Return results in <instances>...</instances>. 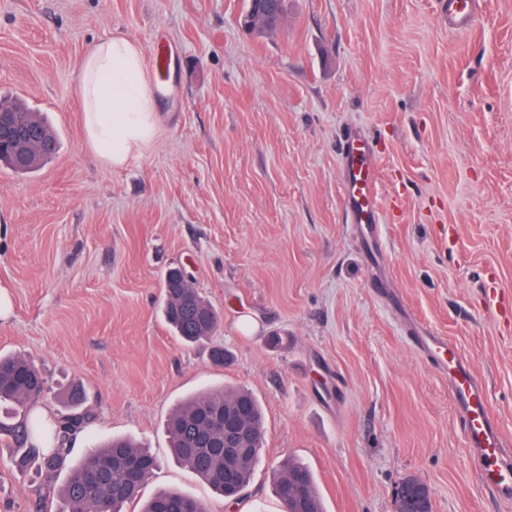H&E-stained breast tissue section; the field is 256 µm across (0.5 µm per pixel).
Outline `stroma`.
<instances>
[{"label": "stroma", "instance_id": "35a3bbf8", "mask_svg": "<svg viewBox=\"0 0 512 512\" xmlns=\"http://www.w3.org/2000/svg\"><path fill=\"white\" fill-rule=\"evenodd\" d=\"M245 7L0 0V98L24 97L58 139L35 171L0 164L13 297L0 355L42 371L52 413L84 387L93 418L72 462L133 438L157 460L147 492L207 512H282L273 482L289 457L327 512H396L409 476L430 487L432 512H512L481 479L447 377L410 339L420 328L459 349L512 464V319L487 299L512 302V0H480L463 27L448 0H288L265 37L241 27ZM119 35L147 55L163 47L172 68L155 141L114 169L87 143L78 77ZM351 132L378 162L374 253L346 210ZM178 265L221 315L190 347L162 315ZM221 387L248 389L265 420L235 503L182 467L166 434L182 401ZM41 500L62 506L36 466L0 453V512Z\"/></svg>", "mask_w": 512, "mask_h": 512}]
</instances>
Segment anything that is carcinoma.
Instances as JSON below:
<instances>
[{
    "instance_id": "obj_1",
    "label": "carcinoma",
    "mask_w": 512,
    "mask_h": 512,
    "mask_svg": "<svg viewBox=\"0 0 512 512\" xmlns=\"http://www.w3.org/2000/svg\"><path fill=\"white\" fill-rule=\"evenodd\" d=\"M3 116L34 128L41 137L57 147V138L46 121L17 100L0 99ZM164 314L176 335L188 344L207 340L220 323L217 309L174 272L165 274L163 284ZM47 390L41 372L25 357L0 356V401L21 409L33 408ZM85 393L76 388L67 396L68 413L55 423L53 445L46 449L32 442L33 428L21 421L7 429L14 447L21 451L16 463L25 466L31 461L39 463L47 482L58 473L70 470L67 481L60 489L64 504L61 512H123L124 506L137 500L145 482L133 483L128 478L131 464L138 463L151 475L156 468L155 458L132 440L114 437L102 446L92 448L81 463L70 467V436L92 417L85 407ZM240 415L252 438L251 452L243 460H228L224 456V429L214 424L216 415ZM170 448L176 459L190 471L206 481L228 501H237L250 484L258 457L263 449L264 426L261 407L257 399L241 389H210L193 396L178 406L167 423ZM230 470L234 482H225L224 473ZM300 476V492L289 487L288 479ZM275 494L282 506L292 512H325L322 498L315 486L310 470L299 463L282 464ZM193 504L198 512L205 507L193 498L176 491H161L150 498L141 512H181L185 503Z\"/></svg>"
}]
</instances>
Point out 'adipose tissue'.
Here are the masks:
<instances>
[{"mask_svg": "<svg viewBox=\"0 0 512 512\" xmlns=\"http://www.w3.org/2000/svg\"><path fill=\"white\" fill-rule=\"evenodd\" d=\"M79 92L87 142L105 165L125 167L156 139L157 100L135 41L112 36L98 42L81 64Z\"/></svg>", "mask_w": 512, "mask_h": 512, "instance_id": "1", "label": "adipose tissue"}]
</instances>
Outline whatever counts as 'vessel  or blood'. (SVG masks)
Listing matches in <instances>:
<instances>
[{"mask_svg": "<svg viewBox=\"0 0 512 512\" xmlns=\"http://www.w3.org/2000/svg\"><path fill=\"white\" fill-rule=\"evenodd\" d=\"M345 153L350 220L363 243L371 245L379 239L377 160L365 140L355 136L347 137ZM413 341L425 356L436 360L439 371L447 376L463 417L466 443L477 454L484 481L494 486L501 497L512 498V467L501 462L503 437L489 414L487 394L478 377L447 338L419 329Z\"/></svg>", "mask_w": 512, "mask_h": 512, "instance_id": "b4317fda", "label": "vessel or blood"}]
</instances>
